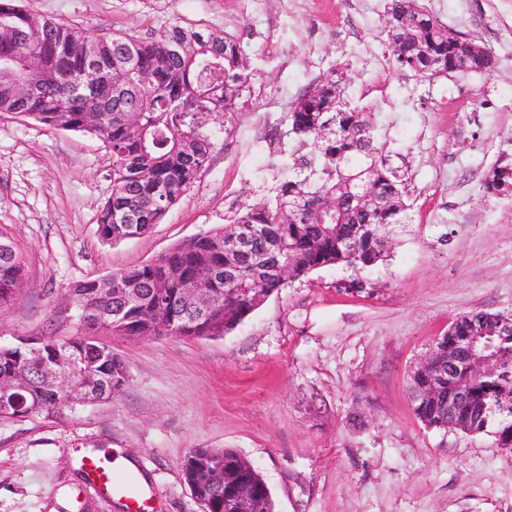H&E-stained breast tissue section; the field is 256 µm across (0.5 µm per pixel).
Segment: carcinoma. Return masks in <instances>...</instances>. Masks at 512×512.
<instances>
[{
	"label": "carcinoma",
	"instance_id": "1",
	"mask_svg": "<svg viewBox=\"0 0 512 512\" xmlns=\"http://www.w3.org/2000/svg\"><path fill=\"white\" fill-rule=\"evenodd\" d=\"M31 28L33 13L18 0H0V17ZM386 38L399 69L421 78L486 73L496 58L480 44L449 31L420 0H392ZM96 37L89 29L57 24L53 35L30 43L0 37V55L17 61L38 48L41 65L29 72L39 93L30 102L11 97L0 85V110L33 115L50 129H76L88 110H96L90 130L112 156V192L101 205L97 231L107 241L129 234L121 217L134 216L135 233L146 234L167 210L198 181L210 153V140L199 117L231 112L249 90L253 72L239 43L215 33L175 25L160 37L141 40L114 35L98 44L96 70L84 69V49ZM285 119L288 134L312 152L291 159L288 177L274 197L236 211L226 224L183 242L157 259L110 275L112 293L95 281L72 288L76 304H91L109 314L112 333L124 336L206 338L234 330L287 281L326 266L359 272L388 257L397 239L413 232L405 175L388 166L375 136L372 113L348 105L341 78L323 77L294 103ZM375 202H361V187ZM487 193L512 198V161L501 158L484 179ZM328 211L322 224L315 213ZM258 224L262 231L249 244L239 241L242 229ZM0 305L12 302L24 282V258L10 238L0 234ZM212 271L209 301L218 323L201 322L181 300L182 289L197 271ZM262 278L261 290L255 289ZM165 288L172 306L156 309L152 289ZM502 317L470 312L449 326L451 335L429 347L432 362L409 375L408 394L417 418L434 429L492 434L498 445L512 447V335L494 337L500 374L477 377L468 356L448 372L452 338L490 335ZM69 367L75 360L90 366L87 381L116 390L127 382L123 362L112 351L82 340H39L37 348L20 344L0 347V383L24 373L29 378L28 412L57 408V394L41 377L43 361ZM469 384L467 401L448 415V393ZM422 390L427 400H416ZM185 481L198 485L208 512H238L237 489L251 488V512L273 508L270 492L248 460L231 448H195L183 463Z\"/></svg>",
	"mask_w": 512,
	"mask_h": 512
}]
</instances>
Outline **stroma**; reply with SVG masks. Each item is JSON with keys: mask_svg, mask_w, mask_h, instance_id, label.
<instances>
[{"mask_svg": "<svg viewBox=\"0 0 512 512\" xmlns=\"http://www.w3.org/2000/svg\"><path fill=\"white\" fill-rule=\"evenodd\" d=\"M421 2L488 49L495 70L401 71L384 33L391 0H23L106 33L154 39L178 24L229 37L248 50L253 80L234 112L203 117L210 157L194 187L148 234L113 243L97 232L112 187L103 143L0 114V232L25 259L19 296L0 307V347L80 338L128 372L110 399L0 418V512H129L87 484L81 451L131 460L150 512H202L182 476L195 448L243 455L275 512H512V449L425 427L407 391L457 317L512 316V198L482 187L512 156V0ZM333 69L352 105L374 108L382 154L407 175L414 233L389 260L311 271L216 338L83 324L75 283L147 263L265 201L295 147L286 113Z\"/></svg>", "mask_w": 512, "mask_h": 512, "instance_id": "35a3bbf8", "label": "stroma"}]
</instances>
